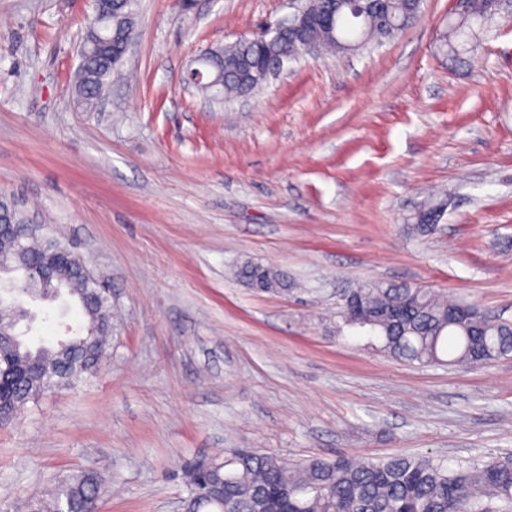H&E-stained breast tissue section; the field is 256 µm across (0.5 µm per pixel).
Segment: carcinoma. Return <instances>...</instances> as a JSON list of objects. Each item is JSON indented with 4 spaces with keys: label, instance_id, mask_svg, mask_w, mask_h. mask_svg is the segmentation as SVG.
<instances>
[{
    "label": "carcinoma",
    "instance_id": "carcinoma-1",
    "mask_svg": "<svg viewBox=\"0 0 512 512\" xmlns=\"http://www.w3.org/2000/svg\"><path fill=\"white\" fill-rule=\"evenodd\" d=\"M489 0H477L475 12L457 17L440 38V50L459 59L478 40L495 15ZM316 15L336 13V26L312 28L308 35L332 54L381 45L416 20L421 0H305ZM128 0H115L111 14L88 22L84 53L75 73L78 101L88 107L102 96L124 58L119 48L131 32ZM298 44L288 30L260 42L237 40L204 52L208 75L199 89L217 102L247 96L261 87L284 62L293 58ZM0 202L12 223L29 229V218L4 193ZM445 202L431 200L410 217L412 230L429 236L437 229ZM27 253L37 258L49 251L67 262L58 266L55 280L67 289L85 316V324L69 346L50 348L18 344L10 355L11 369L0 374V404L19 415L28 402L53 388L70 387L93 376L100 354L93 340L110 330V303L100 289L76 275L81 258L61 239L38 229L27 237ZM236 277L254 291L288 290V278L258 263L246 262ZM352 304L340 307L339 317L351 327L376 333L379 347L401 360L423 365L466 366L487 363L512 354V324L488 316L481 326L450 321L463 301L449 300L429 288H400L368 281L349 291ZM22 289L0 299V321H22L28 309ZM203 483L224 484V502L199 497L190 491L185 512H484L482 498H496L512 507V469L494 461L450 470L429 456L399 455L384 460L357 456L313 458L297 463L273 454L241 448L224 449ZM104 490L97 474L83 473L59 484L45 501L29 505V512H83Z\"/></svg>",
    "mask_w": 512,
    "mask_h": 512
}]
</instances>
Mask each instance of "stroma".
Returning a JSON list of instances; mask_svg holds the SVG:
<instances>
[{
	"label": "stroma",
	"mask_w": 512,
	"mask_h": 512,
	"mask_svg": "<svg viewBox=\"0 0 512 512\" xmlns=\"http://www.w3.org/2000/svg\"><path fill=\"white\" fill-rule=\"evenodd\" d=\"M287 0H139L92 109L73 98L90 0H0V192L69 240L112 293L98 372L0 426V512L78 472L100 512H179L195 463L251 448L302 461L512 459V356L423 366L336 311L357 283L436 289L512 322V21L458 61L452 0L367 51L286 64L246 102L181 89L206 48ZM448 202L435 234L408 218ZM251 260L295 285L259 293ZM54 345L77 306L35 303Z\"/></svg>",
	"instance_id": "1"
}]
</instances>
